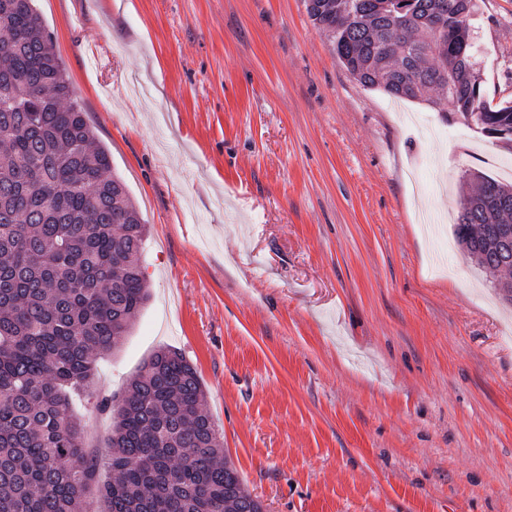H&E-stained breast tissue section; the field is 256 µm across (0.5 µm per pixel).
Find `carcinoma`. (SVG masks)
<instances>
[{
  "label": "carcinoma",
  "mask_w": 512,
  "mask_h": 512,
  "mask_svg": "<svg viewBox=\"0 0 512 512\" xmlns=\"http://www.w3.org/2000/svg\"><path fill=\"white\" fill-rule=\"evenodd\" d=\"M346 71L400 98L441 92L448 110L512 142V106L476 75L474 0H304ZM456 235L481 267L512 272V185L473 172ZM146 227L96 144L34 0H0V512H82L106 461V512H263L204 409L196 369L161 348L90 454L75 405L140 314Z\"/></svg>",
  "instance_id": "obj_1"
}]
</instances>
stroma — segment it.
Returning a JSON list of instances; mask_svg holds the SVG:
<instances>
[{
  "mask_svg": "<svg viewBox=\"0 0 512 512\" xmlns=\"http://www.w3.org/2000/svg\"><path fill=\"white\" fill-rule=\"evenodd\" d=\"M512 104V0H475ZM146 226L149 297L95 379L196 368L266 512H512V305L455 242L512 148L361 86L303 0H37Z\"/></svg>",
  "mask_w": 512,
  "mask_h": 512,
  "instance_id": "35a3bbf8",
  "label": "stroma"
}]
</instances>
